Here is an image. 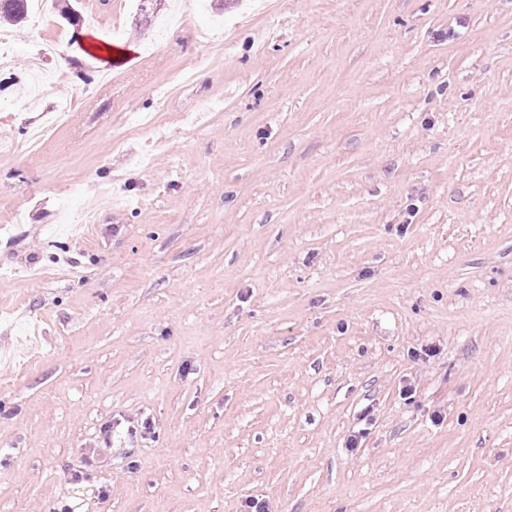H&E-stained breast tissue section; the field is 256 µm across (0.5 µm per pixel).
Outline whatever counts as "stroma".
I'll return each mask as SVG.
<instances>
[{"mask_svg": "<svg viewBox=\"0 0 512 512\" xmlns=\"http://www.w3.org/2000/svg\"><path fill=\"white\" fill-rule=\"evenodd\" d=\"M76 5L0 67V512H512V0Z\"/></svg>", "mask_w": 512, "mask_h": 512, "instance_id": "stroma-1", "label": "stroma"}]
</instances>
